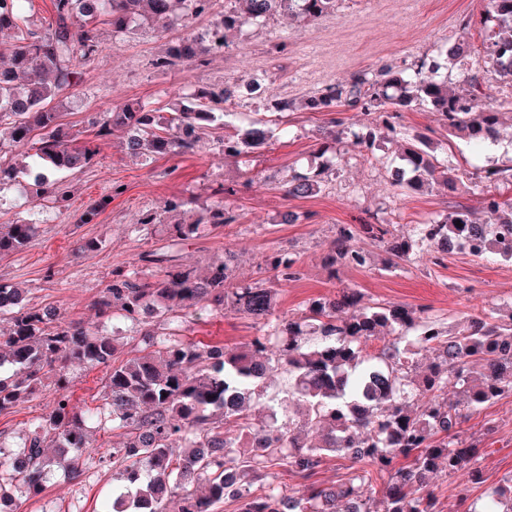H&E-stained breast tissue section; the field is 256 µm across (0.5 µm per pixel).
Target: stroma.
<instances>
[{"label":"stroma","mask_w":512,"mask_h":512,"mask_svg":"<svg viewBox=\"0 0 512 512\" xmlns=\"http://www.w3.org/2000/svg\"><path fill=\"white\" fill-rule=\"evenodd\" d=\"M488 0H336L334 11L312 20L272 18L265 27L233 34L223 54L210 56L207 64L179 70H161L155 62L170 41L182 35L181 27L168 30L140 27L121 35L102 24L101 52L66 90L63 121L81 139H88L89 115L129 102L142 101L167 109L175 98L200 88H220L252 75L262 76L263 99H242L235 109L271 119L268 103L288 99L297 110L278 117L287 132L250 154L248 165L225 160L213 144L196 153L160 158L143 165L125 152L121 135L100 142L92 166L72 180L69 201L61 209H44L39 236L23 251L0 259V279L17 282L29 290L31 305L55 307L63 321L97 323L92 303L111 281L116 269L138 267L141 254L164 245L160 233L135 235L145 209L163 212L168 200L188 198L181 219L194 222L203 208L215 201L219 183H241L231 203L239 223L222 231L202 234L187 241L181 257L205 269L215 257L231 251L237 256V279L259 277L265 257L277 250L296 253L300 259L298 280L279 288L280 314L301 313L306 303L332 291L325 258L341 224L385 221L393 235H411L428 218L448 215L458 207L475 208L479 199L464 183L471 174L491 166L512 167V138L502 137L487 150L474 152L468 143L448 137L436 115L428 109L406 112L409 134H424L442 141L439 157L461 181L454 191L406 193L388 181L385 167L365 160L350 142L338 144L342 161L315 196L295 199L284 183L294 171L315 170L327 113L301 110L302 101L326 86L349 81L361 70L414 67L435 46L457 34L462 18L480 17ZM109 197L107 207L90 224L80 217L90 204ZM293 211L302 219L281 221ZM95 239L94 251L80 250L85 240ZM370 257L367 267L344 270V286L356 288L369 303H395L428 307L442 322H455L491 307L512 304V260L478 259L464 252L448 255L442 264L408 261L386 268L388 255L382 243L365 237L360 241ZM256 333L252 323L228 311H205L188 318L183 334L191 341L224 344L235 348ZM106 370L71 366L69 393L80 409L96 407ZM55 390L20 403L0 414V436L18 443L35 418L50 411ZM496 430L485 441L481 466L487 484L512 472V395L488 406L467 423L480 431L485 422ZM120 438L112 431L92 435L91 458L80 480L72 481L57 471L49 474L43 491L19 506V512H101L112 488L113 470L104 457Z\"/></svg>","instance_id":"1"}]
</instances>
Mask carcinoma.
<instances>
[{"label":"carcinoma","instance_id":"carcinoma-1","mask_svg":"<svg viewBox=\"0 0 512 512\" xmlns=\"http://www.w3.org/2000/svg\"><path fill=\"white\" fill-rule=\"evenodd\" d=\"M22 0H0V32L14 36L10 60L0 64V153L23 152L24 162L0 158V190L25 181L31 196L52 205L68 200L62 173L89 168L99 142L115 130L127 134L130 155L152 162L195 152L218 130L226 159L247 162L256 143L273 138L263 120L229 134L235 91L200 89L161 112L127 103L92 119L93 138L83 142L51 106L72 86L74 63L99 53V24L124 33L140 21L166 28L176 6L192 18L213 0H53V17L32 27ZM215 26L224 32L261 26L276 13L316 19L333 11L336 0H227ZM485 53L488 72L512 87V0H489ZM215 48L201 34L174 41L157 62L168 70L203 63ZM474 51L460 36L435 48L409 73L383 69L346 84L329 85L303 104L312 112L358 110L370 117L361 128L342 119L330 124L332 144L344 139L365 154L379 148L378 135L408 137L403 113L427 108L437 113L448 135L480 147L498 141L501 112L480 103L481 82L472 75L454 85L448 73L472 69ZM438 144L415 135L401 155L398 187L409 192L438 186L457 188V179L438 159ZM512 185V168H487L472 175L470 188L482 209L500 214L487 224L479 213L460 208L429 220L408 238L389 236L385 224H341L326 258L329 278L339 268H364L369 255L357 244L368 235L386 244L391 267L428 257L439 264L459 250L484 259H512V200L492 187ZM321 190L307 173L291 175L286 194L306 198ZM239 214L215 201L195 224L163 223L143 212L132 232L161 229L166 251L148 252V270L112 271L97 296L101 324L61 323L50 307H28L26 290L0 281V414L36 398L49 377L58 397L45 416L29 426L22 442H0V505L18 512L14 491L41 493L58 465L77 481L92 430L120 432L112 467L122 483L112 488L105 512H218L229 501L235 512H442L435 478L459 475L473 485L485 482L479 466L481 439L465 436L463 423L512 392V305L453 326L426 308L370 304L356 288H341L308 302L300 315L280 317L277 286L299 279L298 258L286 251L266 256L268 278L233 282L234 256L213 259L200 273L180 260V245L192 235L219 231ZM39 233L33 219L0 224V256L28 246ZM230 309L249 319L256 334L243 346L185 340L173 327L190 311ZM131 324L143 354L116 361L123 336L109 321ZM72 362L107 368L102 404L79 410L71 404L66 369ZM286 375L288 403L303 407L301 420L278 423V408L265 399V381ZM349 460L353 471L332 486L311 478L329 457ZM305 481L288 490L279 467ZM207 492L176 493L197 479ZM259 488H253V485ZM463 512H512V475L486 488L479 507Z\"/></svg>","mask_w":512,"mask_h":512}]
</instances>
